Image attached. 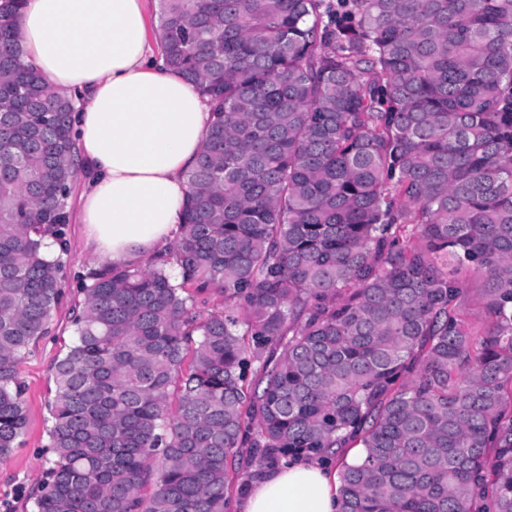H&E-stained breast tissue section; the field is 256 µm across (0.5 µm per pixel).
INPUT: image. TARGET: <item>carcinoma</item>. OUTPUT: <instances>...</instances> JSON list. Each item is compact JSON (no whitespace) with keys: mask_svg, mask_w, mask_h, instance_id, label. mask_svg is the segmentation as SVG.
I'll return each instance as SVG.
<instances>
[{"mask_svg":"<svg viewBox=\"0 0 512 512\" xmlns=\"http://www.w3.org/2000/svg\"><path fill=\"white\" fill-rule=\"evenodd\" d=\"M23 6L0 0V458L65 297L78 175ZM159 19L208 132L178 239L79 280L32 512H224L239 449L269 469L352 444L339 512H512V0H159ZM468 289L465 300V314L467 321L479 331L486 325L487 317L480 302V290L483 282L480 278L471 277L467 282Z\"/></svg>","mask_w":512,"mask_h":512,"instance_id":"carcinoma-1","label":"carcinoma"}]
</instances>
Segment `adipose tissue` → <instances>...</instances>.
Instances as JSON below:
<instances>
[{
  "label": "adipose tissue",
  "instance_id": "1",
  "mask_svg": "<svg viewBox=\"0 0 512 512\" xmlns=\"http://www.w3.org/2000/svg\"><path fill=\"white\" fill-rule=\"evenodd\" d=\"M23 59L76 98L87 246L115 264L148 263L178 237L182 173L206 137V105L164 69L141 0H25ZM329 462L298 459L253 481L239 512H336Z\"/></svg>",
  "mask_w": 512,
  "mask_h": 512
}]
</instances>
